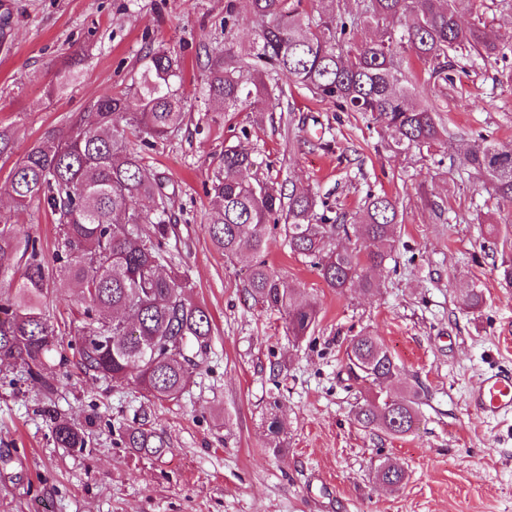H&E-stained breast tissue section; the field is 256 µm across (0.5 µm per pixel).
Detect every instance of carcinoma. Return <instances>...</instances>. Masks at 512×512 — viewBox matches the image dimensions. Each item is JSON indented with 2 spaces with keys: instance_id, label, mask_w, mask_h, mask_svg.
<instances>
[{
  "instance_id": "obj_1",
  "label": "carcinoma",
  "mask_w": 512,
  "mask_h": 512,
  "mask_svg": "<svg viewBox=\"0 0 512 512\" xmlns=\"http://www.w3.org/2000/svg\"><path fill=\"white\" fill-rule=\"evenodd\" d=\"M315 14L302 0H228L224 50L207 54L204 96L220 111L260 109L270 98L267 80L274 75L308 90L338 112H361L385 122L389 147L398 153L431 149L448 135L437 113L424 106L408 78L411 62L427 66L435 82L452 80L454 57L476 55L485 62L504 56L482 21L461 24L455 0H363L352 12L341 0H325ZM258 26L257 38L236 62L232 41L241 13ZM375 36L353 43L362 27ZM74 58L60 75L64 91L78 77ZM183 68L169 48L148 52L138 85L96 102L71 132L49 131L35 142L11 172L9 191L16 214L34 201L58 216L63 238L54 263H48L36 239L21 225L0 222V362L25 368L48 397L57 391L51 362L65 349L86 374L114 385L136 382L149 400H175L197 363L190 352L207 346L212 333L207 309L190 297L191 285L166 249L170 233L168 185L146 174L139 152L130 148L125 128L144 134L153 145L180 129L185 119ZM461 162L480 172L498 203L512 207V155L481 138L463 152ZM256 160L244 149H224L222 168L211 190L220 205L207 219L213 245L233 261L245 254L247 293L263 308L284 316L288 335L298 343L310 336L319 318L317 302L287 285L261 259L269 246L270 226H281L290 251L308 260L330 288L341 293L357 283L371 294L376 283L369 270L394 250L399 220L396 200L369 197L357 224L333 220L319 209L326 203L308 191L284 195L267 181L246 174ZM150 224L151 234L141 226ZM354 236L361 247L333 246ZM69 280L76 290L71 312L75 335L65 341L50 324L43 297L50 281ZM475 285L461 292L460 305L474 311L483 304ZM350 373L376 388L357 405L354 420L363 428L403 436L420 414L422 388L411 386L393 398L384 386L401 379V368L380 337L360 333L346 350ZM273 453L283 451V423L270 414ZM55 444L73 452L87 447L82 427L61 421L53 427ZM127 447L148 457L166 451L161 436L147 423L122 432ZM377 478L400 486L405 473L380 464Z\"/></svg>"
}]
</instances>
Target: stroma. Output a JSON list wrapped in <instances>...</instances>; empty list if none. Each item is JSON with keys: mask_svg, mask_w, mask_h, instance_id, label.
<instances>
[{"mask_svg": "<svg viewBox=\"0 0 512 512\" xmlns=\"http://www.w3.org/2000/svg\"><path fill=\"white\" fill-rule=\"evenodd\" d=\"M226 3L0 0V129L13 138L12 158H0L5 219L16 216L4 192L14 159L46 131L68 133L97 100L128 90L150 50L181 53L185 125L149 149L137 134L129 140L148 171L176 188L170 249L212 318L208 346L173 401H147L136 384L112 386L72 361L48 398L19 365L0 363V512H512V416L490 419L467 402L488 373L512 370V288L500 282L502 262H512V208L498 207L481 175L460 164L481 135L512 148V0H457L462 21L483 18L508 62L460 60L442 87L427 84L414 63L412 83L450 136L409 154L389 148L384 123L296 87L273 93L263 112L206 111V54L224 45ZM74 57L79 80L51 95ZM228 146L256 157L253 177L286 194L312 189L351 220L368 195L397 202L395 249L375 271L371 295L329 288L271 230L268 265L320 307L300 344L279 312L254 304L245 267L227 261L206 232L216 207L209 187ZM19 219L53 254L59 228L47 205L33 203ZM465 283L483 292L477 311L458 305ZM364 330L403 370L388 393L399 395L404 383L423 389L420 420L405 436L353 420L370 388L348 373L345 348ZM272 407L285 422L279 454L265 423ZM56 415L86 426V451L57 447ZM143 416L168 443L161 458L132 453L119 436ZM384 460L405 470L402 486L375 480Z\"/></svg>", "mask_w": 512, "mask_h": 512, "instance_id": "obj_1", "label": "stroma"}]
</instances>
